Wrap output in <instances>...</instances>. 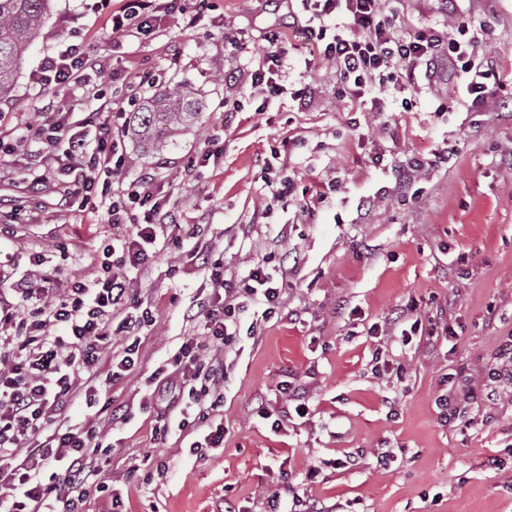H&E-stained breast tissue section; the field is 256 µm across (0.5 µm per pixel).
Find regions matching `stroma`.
Instances as JSON below:
<instances>
[{
    "label": "stroma",
    "instance_id": "1",
    "mask_svg": "<svg viewBox=\"0 0 512 512\" xmlns=\"http://www.w3.org/2000/svg\"><path fill=\"white\" fill-rule=\"evenodd\" d=\"M214 2L194 23L181 8L162 9L152 34L133 37L106 24L117 0H53L14 92L0 99L4 131L69 111L89 84L117 102L187 89L204 104L201 120L173 139L124 141L122 177L152 173L177 222L147 269L127 273L153 322L139 333L138 365L107 389L128 416L107 435L109 489L84 512H102L116 493L124 512H224L228 502L237 512H300L305 499L330 512H512V384L496 376L512 365L501 353L512 339V112L469 110L444 74L372 111L370 101L339 98L333 68L310 62L288 28L289 0ZM388 8L411 35L466 21L499 57V98L512 96V0H459L451 15L439 0ZM270 32L285 49L287 93L225 111ZM71 44L96 56L100 72L75 77L67 94L36 84L44 58ZM305 86L309 97L291 98ZM206 152L208 162L188 167ZM443 152L447 162L405 193L399 171L409 158ZM28 161L23 147L0 154V249L16 277L102 275L104 246L128 225L109 223L101 194L85 204L63 182L32 184ZM208 254L223 258L234 283L259 262L284 279L272 318L260 298L237 312L226 443L196 452L173 434L156 439L166 395L153 376L202 333L194 315L214 294ZM401 315L421 324L411 340ZM377 350L391 365L381 376L372 372ZM447 376L471 425L438 416ZM285 381L310 411L276 432ZM487 387L498 394L490 407ZM493 456L500 468L487 467Z\"/></svg>",
    "mask_w": 512,
    "mask_h": 512
}]
</instances>
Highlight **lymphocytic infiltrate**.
Segmentation results:
<instances>
[{"label": "lymphocytic infiltrate", "mask_w": 512, "mask_h": 512, "mask_svg": "<svg viewBox=\"0 0 512 512\" xmlns=\"http://www.w3.org/2000/svg\"><path fill=\"white\" fill-rule=\"evenodd\" d=\"M292 12L291 26L306 35L313 59L336 70L338 94L352 101L370 98L382 111V92H402L418 78H431L441 62H449L459 92L472 108H485L496 91L491 82L496 62L480 51L479 37H466L465 24L455 29L400 35L385 13L386 0H300ZM158 0H123L108 21L113 33L146 32L158 12ZM340 19L341 30L329 31L330 18ZM265 60L250 73L251 95H281L285 76L278 34L266 37ZM98 62L81 45H70L63 54L47 58L38 80L67 89L75 73L96 71ZM40 172L43 183L60 172L80 171L81 190L110 191L100 183L104 174L118 172L124 129L103 121L88 129L85 121L68 112L43 113ZM142 220H135V212ZM109 221L129 225V232L105 252L113 272L70 288L58 290L53 274L41 284L13 278L0 265V512H81L88 498L105 492L96 459L104 428L115 415L111 402L101 399L99 379H118L131 370V355L115 357L112 339L138 335L148 315L133 318L124 307L134 293L124 276L127 269L142 268L150 248L169 224L166 201L152 176L124 181L108 208ZM211 280L223 294L201 305L198 316L203 334L184 341L174 355L171 371H159L162 391L182 388L193 398V417L167 402L157 413L154 433L167 438L202 437L209 448L224 445V359L238 344L234 319L243 298L263 296L264 317L280 305L279 287L264 265H255L240 284L224 278V263L212 266ZM65 329L58 337L57 329ZM101 406L102 422L82 425L62 422L61 415L77 401ZM78 496H70L71 488Z\"/></svg>", "instance_id": "f902f5d3"}]
</instances>
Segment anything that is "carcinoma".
Here are the masks:
<instances>
[{
	"mask_svg": "<svg viewBox=\"0 0 512 512\" xmlns=\"http://www.w3.org/2000/svg\"><path fill=\"white\" fill-rule=\"evenodd\" d=\"M52 0H0V99L11 94L23 64L51 12ZM202 107L191 92L160 94L130 114L129 133L144 143L165 140L196 123Z\"/></svg>",
	"mask_w": 512,
	"mask_h": 512,
	"instance_id": "cac0c4a2",
	"label": "carcinoma"
}]
</instances>
